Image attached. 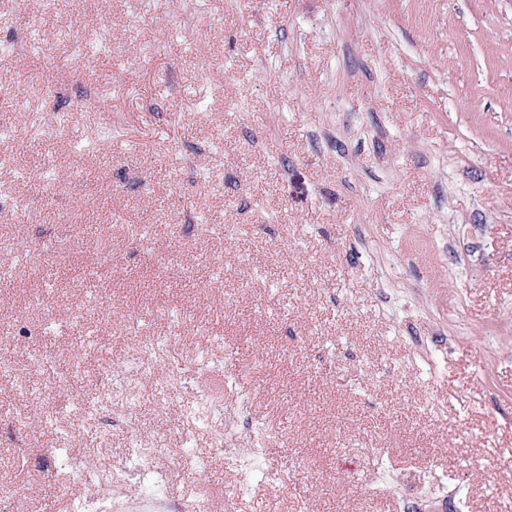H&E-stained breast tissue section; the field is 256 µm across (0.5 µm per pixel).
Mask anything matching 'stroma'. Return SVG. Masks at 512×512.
I'll list each match as a JSON object with an SVG mask.
<instances>
[{
	"label": "stroma",
	"mask_w": 512,
	"mask_h": 512,
	"mask_svg": "<svg viewBox=\"0 0 512 512\" xmlns=\"http://www.w3.org/2000/svg\"><path fill=\"white\" fill-rule=\"evenodd\" d=\"M67 3L100 47L0 6V190L26 205L0 214V512H128L135 445L171 500L191 446L223 512H446L449 485L512 512V0ZM23 35L111 112L29 96ZM162 338L166 399L167 362L136 364ZM202 352L250 413L234 457ZM80 402L129 430L70 433ZM89 450L123 493L90 500Z\"/></svg>",
	"instance_id": "obj_1"
}]
</instances>
